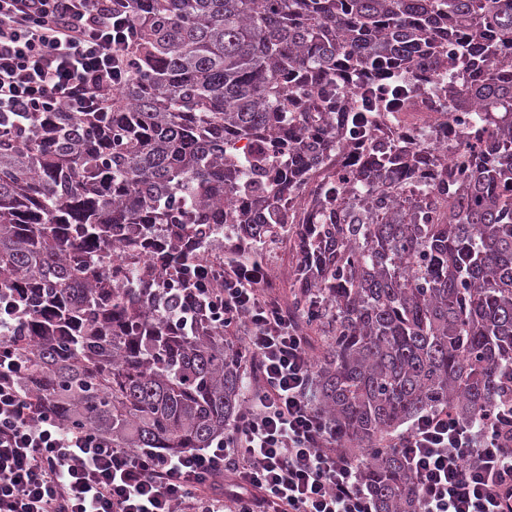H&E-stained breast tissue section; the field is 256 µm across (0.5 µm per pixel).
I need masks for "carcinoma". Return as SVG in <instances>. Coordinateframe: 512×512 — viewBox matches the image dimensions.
<instances>
[{"label":"carcinoma","mask_w":512,"mask_h":512,"mask_svg":"<svg viewBox=\"0 0 512 512\" xmlns=\"http://www.w3.org/2000/svg\"><path fill=\"white\" fill-rule=\"evenodd\" d=\"M107 112L0 132V295L22 383L119 448L200 449L249 385L182 274L294 234L291 309L326 329L311 398L378 512H419L388 437L512 401V0H132ZM438 47L435 55L427 49ZM425 95L482 140L453 168ZM368 121L407 138L363 142ZM194 323L175 324L186 309Z\"/></svg>","instance_id":"obj_1"}]
</instances>
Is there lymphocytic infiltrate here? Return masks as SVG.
Here are the masks:
<instances>
[{
	"instance_id": "1",
	"label": "lymphocytic infiltrate",
	"mask_w": 512,
	"mask_h": 512,
	"mask_svg": "<svg viewBox=\"0 0 512 512\" xmlns=\"http://www.w3.org/2000/svg\"><path fill=\"white\" fill-rule=\"evenodd\" d=\"M131 0H0V123L104 112L132 80ZM197 298L259 375L207 448H119L60 422L22 378L7 337L24 310L0 298V512H377L362 462L310 399L313 362L298 316L264 287L263 266L194 269ZM420 512H512V402L476 421L428 411L392 442Z\"/></svg>"
}]
</instances>
